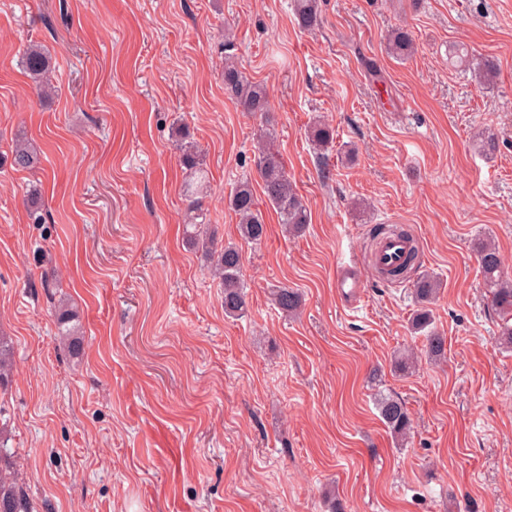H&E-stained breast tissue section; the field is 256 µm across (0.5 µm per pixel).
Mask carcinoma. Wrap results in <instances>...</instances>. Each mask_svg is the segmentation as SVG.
Returning a JSON list of instances; mask_svg holds the SVG:
<instances>
[{
    "mask_svg": "<svg viewBox=\"0 0 512 512\" xmlns=\"http://www.w3.org/2000/svg\"><path fill=\"white\" fill-rule=\"evenodd\" d=\"M298 25L310 30L317 25V0H294ZM387 50L399 59H405L415 50L411 33L402 28L391 29L387 36ZM21 66L36 88L44 93L52 91L50 85V61L43 45L30 44L24 52ZM224 87L236 96L247 112L264 114L268 111L269 95L266 87L249 81L237 66L224 64ZM182 162L194 171V179L206 178V171L199 167L200 151L196 142L180 144ZM40 154L29 142L20 140L12 150V165L17 169H36ZM263 191L270 205L278 214L292 236L300 235L309 223L306 206L293 188L288 174L280 161V155L270 144L262 146L258 163ZM229 207L239 218V233L247 242H258L265 234L262 213L257 208L253 186L250 180L239 181L229 196ZM478 265L484 285L489 289L492 304L501 318L500 336L502 344L512 349V274L505 271L501 253L491 238L482 239L476 247ZM241 254L237 247L226 246L220 250L214 266V275L224 285V314L239 318L246 309L243 285L240 278ZM440 288L439 279L432 274L419 276L413 284L417 309L411 319V329L427 339L428 356L442 360L446 355L445 340L433 327L431 305ZM279 309L293 314L301 308V295L292 288H279L275 293ZM13 346L0 337V386L13 370ZM376 408L394 438L405 440L408 435L410 418L404 402L393 395L377 394ZM8 449L0 447V512H33L13 464L3 462Z\"/></svg>",
    "mask_w": 512,
    "mask_h": 512,
    "instance_id": "1",
    "label": "carcinoma"
}]
</instances>
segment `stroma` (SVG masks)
I'll return each instance as SVG.
<instances>
[{"instance_id":"1","label":"stroma","mask_w":512,"mask_h":512,"mask_svg":"<svg viewBox=\"0 0 512 512\" xmlns=\"http://www.w3.org/2000/svg\"><path fill=\"white\" fill-rule=\"evenodd\" d=\"M291 3L0 0V336L15 365L0 441L36 512H512V349L473 251L491 236L512 272V0H319L311 30ZM395 26L417 46L403 62L386 51ZM32 41L55 67L44 104L20 65ZM455 44L496 63L492 82L449 64ZM228 56L267 86L268 119L225 90ZM319 120L335 130L322 148ZM184 124L208 173L193 198ZM268 134L311 213L298 238L262 190ZM18 137L39 170L12 167ZM243 178L258 243L228 208ZM195 199L215 245L242 250L241 319L187 230ZM380 227L411 232L443 283L442 362L410 329L411 280L366 264ZM354 260L364 296L348 309L336 272ZM280 287L302 293L298 314L277 308ZM406 350L418 363L402 373ZM380 391L408 408L405 443Z\"/></svg>"}]
</instances>
